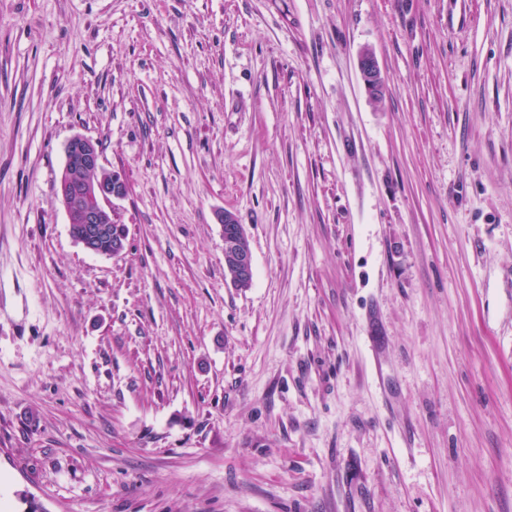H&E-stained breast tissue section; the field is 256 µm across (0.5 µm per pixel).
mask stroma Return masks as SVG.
I'll return each mask as SVG.
<instances>
[{
  "label": "stroma",
  "mask_w": 512,
  "mask_h": 512,
  "mask_svg": "<svg viewBox=\"0 0 512 512\" xmlns=\"http://www.w3.org/2000/svg\"><path fill=\"white\" fill-rule=\"evenodd\" d=\"M509 269L512 0H0V512H512ZM357 66L369 96L374 100L381 99L385 94V83L374 54L369 50L362 51L358 56ZM101 152L97 141L73 136L66 144L65 163L56 185L57 197L70 224V232L80 246L88 252L116 256L126 249L124 225L112 224L115 201L125 199L130 191L127 180L115 171L103 175ZM95 198L96 203H90ZM73 224V228H72ZM80 224L81 232L73 230ZM97 247L99 239L107 235ZM123 236H112L117 233ZM220 223L224 232V253L232 258L231 284L234 286L249 282L253 278V256L251 248L243 245V238L246 233L241 225L234 228L227 227L225 224H237V218L229 211H224L221 215Z\"/></svg>",
  "instance_id": "1"
}]
</instances>
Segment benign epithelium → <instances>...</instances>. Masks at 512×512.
Returning a JSON list of instances; mask_svg holds the SVG:
<instances>
[{"instance_id":"7a95c632","label":"benign epithelium","mask_w":512,"mask_h":512,"mask_svg":"<svg viewBox=\"0 0 512 512\" xmlns=\"http://www.w3.org/2000/svg\"><path fill=\"white\" fill-rule=\"evenodd\" d=\"M357 66L369 96L374 100L381 99L385 94V83L374 54L369 50L362 51ZM102 171L98 142L82 135L73 136L66 144L65 163L56 194L68 223L81 225V232L74 234L76 242L91 253L96 252V243L108 233L114 203L125 199L130 191L121 174L111 171L104 175ZM220 221L224 253L232 258L231 284H245L254 274L252 251L243 245L245 230L235 224L233 214L227 211Z\"/></svg>"}]
</instances>
